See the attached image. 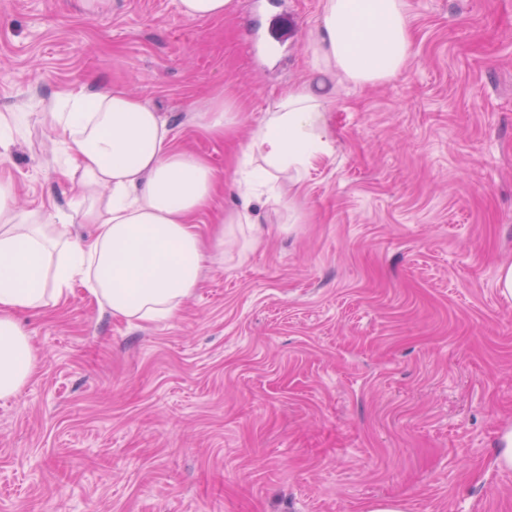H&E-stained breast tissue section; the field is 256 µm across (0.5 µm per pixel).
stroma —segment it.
<instances>
[{
	"instance_id": "35a3bbf8",
	"label": "stroma",
	"mask_w": 512,
	"mask_h": 512,
	"mask_svg": "<svg viewBox=\"0 0 512 512\" xmlns=\"http://www.w3.org/2000/svg\"><path fill=\"white\" fill-rule=\"evenodd\" d=\"M396 78L324 82L330 157L256 241H226L167 321L127 322L82 284L18 319L37 368L0 400V512H512V0H410ZM321 0H0V159L18 215L81 202L50 114L95 77L230 176L267 110L311 80ZM285 28L271 36L277 14ZM236 110L223 138L195 117ZM233 0H177L179 13L188 20L221 18L232 10Z\"/></svg>"
}]
</instances>
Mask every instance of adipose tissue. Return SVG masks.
Returning a JSON list of instances; mask_svg holds the SVG:
<instances>
[{"label": "adipose tissue", "instance_id": "ef3b65f1", "mask_svg": "<svg viewBox=\"0 0 512 512\" xmlns=\"http://www.w3.org/2000/svg\"><path fill=\"white\" fill-rule=\"evenodd\" d=\"M409 0H322L308 44L311 69L355 86L397 76L413 58ZM52 115L56 142L70 151L83 206L72 220L96 227L79 241L66 225L17 220L0 184V398L32 377L36 353L18 312L47 309L82 282L99 306L127 321L177 315L201 285L207 260L219 258L227 224L258 223L256 188L275 194L281 176L332 152L323 83H306L265 113L246 142L233 179L243 200L218 215L213 241L195 216L212 210L219 177L202 156L173 143L158 112L125 88L84 83L60 93Z\"/></svg>", "mask_w": 512, "mask_h": 512}]
</instances>
